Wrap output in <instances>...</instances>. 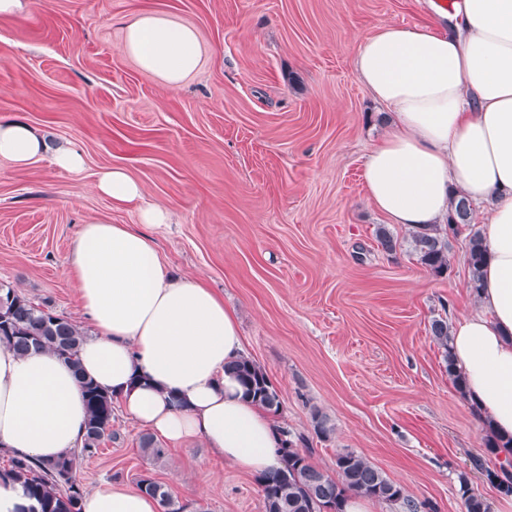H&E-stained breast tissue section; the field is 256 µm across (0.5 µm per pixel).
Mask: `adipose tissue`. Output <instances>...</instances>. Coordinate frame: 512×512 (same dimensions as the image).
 Masks as SVG:
<instances>
[{
  "instance_id": "ef3b65f1",
  "label": "adipose tissue",
  "mask_w": 512,
  "mask_h": 512,
  "mask_svg": "<svg viewBox=\"0 0 512 512\" xmlns=\"http://www.w3.org/2000/svg\"><path fill=\"white\" fill-rule=\"evenodd\" d=\"M463 32L396 24L366 37L355 70L391 114L363 175L373 205L391 223L437 224L453 197L488 203L487 260L476 311L450 328L465 398L500 439L512 438V0H456ZM125 53L176 84L199 65L193 27L143 13L125 29ZM0 159L24 168L45 160L82 172L72 147H51L20 121L0 120ZM94 190L133 204L141 223L170 214L146 201L124 169L98 172ZM68 274L92 330L78 367L50 351L0 346V448L52 460L77 448L86 407L77 373L111 392L129 421L175 443L204 440L225 464L264 473L279 464L278 428L247 399L229 364L242 354L236 311L197 276L173 275L153 241L126 225L92 219L74 242ZM82 512H161L138 488L101 485Z\"/></svg>"
}]
</instances>
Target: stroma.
Returning <instances> with one entry per match:
<instances>
[{"mask_svg":"<svg viewBox=\"0 0 512 512\" xmlns=\"http://www.w3.org/2000/svg\"><path fill=\"white\" fill-rule=\"evenodd\" d=\"M144 11L193 27L200 65L172 86L123 50ZM448 29L437 0H32L0 17V119L79 149L81 174L0 159V283L85 324L67 274L93 218L140 229L136 206L93 189L118 166L172 215L152 232L174 275L198 276L234 308L247 357L281 401L274 419L304 437L314 464L365 456L420 512H465L461 480L505 507L487 471L484 422L448 374L430 333L474 310L466 241L438 276L406 245L385 253L387 222L362 177L391 119L358 79L364 36L384 24ZM318 407L331 431L318 437ZM112 440L79 459L83 490L165 485L185 512H262L254 475L214 462L203 441L144 453L145 430L115 415ZM203 492H196V485Z\"/></svg>","mask_w":512,"mask_h":512,"instance_id":"1","label":"stroma"}]
</instances>
